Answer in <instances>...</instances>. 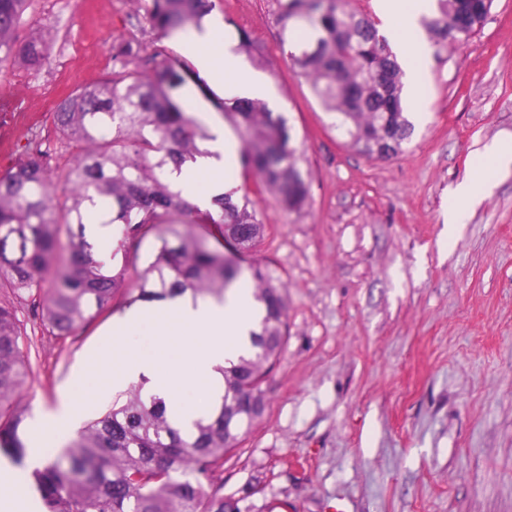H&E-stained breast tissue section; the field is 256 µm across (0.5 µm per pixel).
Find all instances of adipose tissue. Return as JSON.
<instances>
[{
	"mask_svg": "<svg viewBox=\"0 0 512 512\" xmlns=\"http://www.w3.org/2000/svg\"><path fill=\"white\" fill-rule=\"evenodd\" d=\"M431 0H378V12L387 19L386 34L395 52L407 68L405 88L407 99H414L421 80V62L429 51L423 36V20L430 14ZM186 52L193 59L199 75L208 84L223 86L225 91L261 97L267 88L263 81L249 76L239 66L229 44L220 42L211 26L193 32L185 40ZM208 154L196 164L183 167L172 181L183 197L201 209L212 207L214 198L225 191L222 174L226 161L236 154V145L224 132L222 125L209 124ZM487 155L494 161L492 175L468 176L452 192L453 203L448 208L446 239H453L468 212L491 191L497 176L512 172V144H493ZM209 176L207 190H200V176ZM162 326L160 334L169 339L186 333L178 346L180 359L186 361L190 373L160 369L154 360L121 351L112 360V383L127 386L145 382L153 393L163 397L173 411H180L179 393L189 384L196 385L208 396H215L217 367L237 360L251 344L252 332L258 331L265 311L249 293L234 290L226 299L206 297L191 300L177 297L155 304Z\"/></svg>",
	"mask_w": 512,
	"mask_h": 512,
	"instance_id": "ef3b65f1",
	"label": "adipose tissue"
}]
</instances>
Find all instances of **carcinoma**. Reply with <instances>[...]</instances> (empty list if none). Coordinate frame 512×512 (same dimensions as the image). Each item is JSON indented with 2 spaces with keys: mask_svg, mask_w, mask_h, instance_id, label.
I'll list each match as a JSON object with an SVG mask.
<instances>
[{
  "mask_svg": "<svg viewBox=\"0 0 512 512\" xmlns=\"http://www.w3.org/2000/svg\"><path fill=\"white\" fill-rule=\"evenodd\" d=\"M282 37L297 42L288 54L330 111L334 126L369 158L402 149L412 124L402 105L405 72L375 23L350 0H277ZM32 0H0V72L9 65L39 69L51 32L22 38L19 27ZM493 0H437L425 21L438 47L461 42L486 21ZM215 0H152L150 22L162 37L200 30ZM211 88L178 56H142L132 45L112 48V69L76 89L52 113L54 153L30 140L0 176V455L25 466L22 432L30 415L18 393L32 377L28 358L34 328L65 340L119 307L191 292L224 297L241 267L195 224H213L236 252H250L265 224L237 187L215 200L217 210L186 204L167 178L204 154L209 138L193 115L190 86ZM216 108L241 138L239 167L285 211L308 203L310 184L292 126L261 98L224 97ZM107 201L117 243L100 248L86 236L90 207ZM154 240L146 266L133 277L131 256ZM254 300L265 315L252 334V352L220 368L223 391L213 412L173 423L166 402L130 385L76 438L30 471L44 512H251L221 493L224 457L263 416L262 385L280 360L287 326L286 284L261 263L249 265Z\"/></svg>",
  "mask_w": 512,
  "mask_h": 512,
  "instance_id": "carcinoma-1",
  "label": "carcinoma"
}]
</instances>
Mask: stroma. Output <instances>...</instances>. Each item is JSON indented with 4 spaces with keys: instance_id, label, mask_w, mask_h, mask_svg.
<instances>
[{
    "instance_id": "35a3bbf8",
    "label": "stroma",
    "mask_w": 512,
    "mask_h": 512,
    "mask_svg": "<svg viewBox=\"0 0 512 512\" xmlns=\"http://www.w3.org/2000/svg\"><path fill=\"white\" fill-rule=\"evenodd\" d=\"M211 20L263 55L241 63L268 83L305 151L311 199L297 213L251 199L266 235L251 253L287 285L288 339L263 385L266 410L224 463L227 496L253 512H512V175L471 209L455 240L439 238L451 190L496 141L512 139V0L483 27L434 49L418 90L427 113L402 150L354 148L282 52L276 0H216ZM152 0H33L21 36L56 38L41 69L0 75V127L12 133L0 173L39 138L78 86L108 72L113 45L182 53L149 22ZM115 317L59 344L34 341L22 396L30 426L68 389L78 422L111 406L96 361L118 343ZM172 365L151 316L125 339Z\"/></svg>"
}]
</instances>
